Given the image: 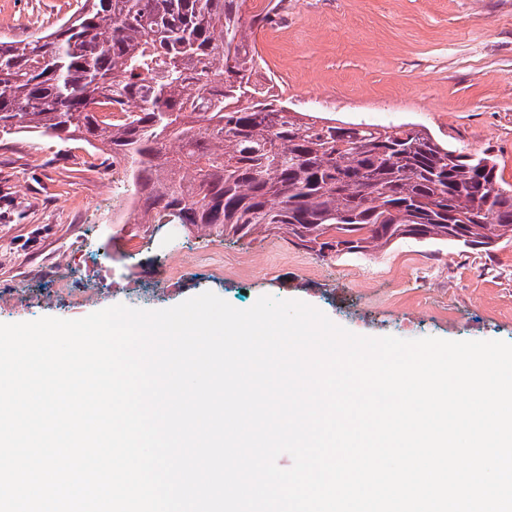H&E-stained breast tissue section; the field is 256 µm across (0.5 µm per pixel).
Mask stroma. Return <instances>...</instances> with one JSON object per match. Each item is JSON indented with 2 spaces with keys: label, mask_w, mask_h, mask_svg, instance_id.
<instances>
[{
  "label": "stroma",
  "mask_w": 512,
  "mask_h": 512,
  "mask_svg": "<svg viewBox=\"0 0 512 512\" xmlns=\"http://www.w3.org/2000/svg\"><path fill=\"white\" fill-rule=\"evenodd\" d=\"M77 0H0V39L55 29ZM254 31L290 110L411 124L493 155L512 185V0H288ZM123 161L51 135L0 137V323L163 309L210 291L238 309L300 300L363 336L512 343V242L491 253L405 240L322 258L280 235L116 224Z\"/></svg>",
  "instance_id": "stroma-1"
}]
</instances>
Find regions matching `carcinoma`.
<instances>
[{"instance_id":"carcinoma-1","label":"carcinoma","mask_w":512,"mask_h":512,"mask_svg":"<svg viewBox=\"0 0 512 512\" xmlns=\"http://www.w3.org/2000/svg\"><path fill=\"white\" fill-rule=\"evenodd\" d=\"M269 0L251 26L274 21ZM240 0H83L58 29L0 40V136L54 134L126 162L142 224L284 234L325 258L403 240H512L493 156L412 124L291 112L255 76Z\"/></svg>"}]
</instances>
